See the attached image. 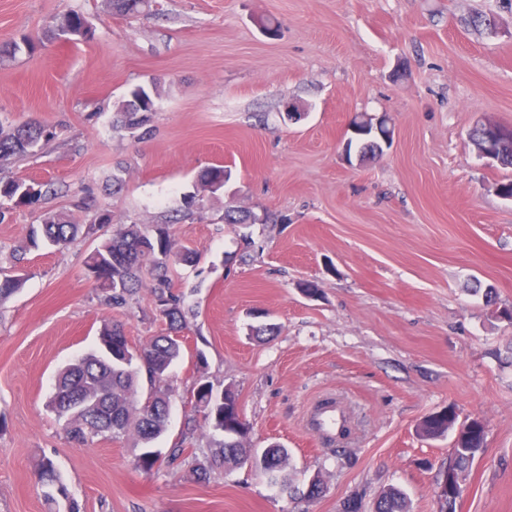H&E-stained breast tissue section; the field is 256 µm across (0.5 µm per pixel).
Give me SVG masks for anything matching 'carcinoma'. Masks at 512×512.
<instances>
[{
	"label": "carcinoma",
	"mask_w": 512,
	"mask_h": 512,
	"mask_svg": "<svg viewBox=\"0 0 512 512\" xmlns=\"http://www.w3.org/2000/svg\"><path fill=\"white\" fill-rule=\"evenodd\" d=\"M110 2L115 14L132 17L150 8L152 0ZM86 25L83 15L70 12L49 25L47 33L61 40L70 30H80ZM115 110L125 129H140L150 122L156 111L155 93L148 87L137 85L116 103ZM51 136V132L35 123L19 125L8 131L0 126V159L27 155ZM225 176L227 172L223 166H213L200 175L199 181L203 187L217 191L224 187ZM24 188L23 182L0 181V201L37 205L43 197L42 185L35 186L32 193L25 192ZM107 223L109 218L105 214L97 215L84 226L71 223L62 213H46L39 227L31 228L29 241L34 247L41 243L61 247L80 233L85 236L96 233ZM172 255L182 262H196L192 252L174 251L173 240L165 229L160 227L151 233L138 224H130L102 238L85 258L89 278L114 305L125 303L126 298L139 288L150 289L160 313L167 320V333L139 349L146 364L139 363L131 370L119 360V355L129 347L123 330L106 325L102 331L104 352L83 355L59 372L49 406L58 417L67 419V432L75 441L89 444L107 433L118 437L131 431L148 441L164 432L170 412V395L157 388L151 392V403H140L138 375L144 369L149 379L159 384L182 354V342L176 340V336L185 326V316L180 299L170 291L167 258ZM23 283L21 274L0 277V300L15 293ZM192 396L195 397L194 408L203 414L204 425L219 448L212 459L196 467L197 477L207 475L214 466L230 470L245 465L254 450L245 447L243 437L238 435L240 422L235 391L227 387L218 394L208 381L199 378ZM455 420V415L447 410L432 414L419 424V435L426 439L442 437L454 427ZM483 443L484 429L477 422L462 426L454 441L452 463L448 469L462 474L480 453ZM287 458L288 449L280 444L264 449L265 466L277 475L284 491L290 489V478L285 470ZM36 470L42 485L55 490V493L47 494V498L52 500L56 494L67 496L51 461H41ZM376 512H410L406 494L398 488L383 491Z\"/></svg>",
	"instance_id": "cac0c4a2"
}]
</instances>
